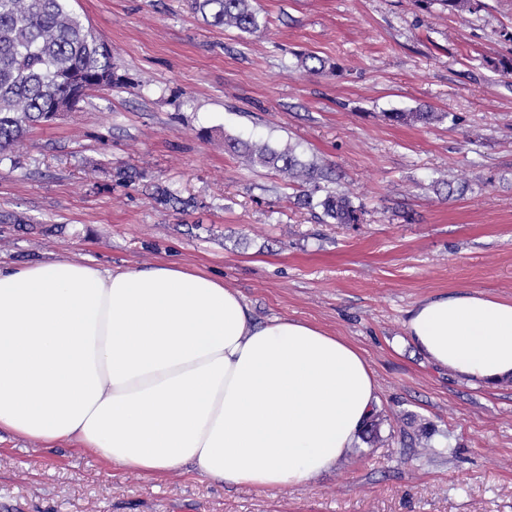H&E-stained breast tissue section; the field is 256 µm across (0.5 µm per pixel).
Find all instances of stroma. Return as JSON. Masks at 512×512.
Masks as SVG:
<instances>
[{
    "instance_id": "1",
    "label": "stroma",
    "mask_w": 512,
    "mask_h": 512,
    "mask_svg": "<svg viewBox=\"0 0 512 512\" xmlns=\"http://www.w3.org/2000/svg\"><path fill=\"white\" fill-rule=\"evenodd\" d=\"M257 3L267 26L247 35L188 0H70L122 85L0 153V261L177 262L222 278L256 319L311 321L361 349L379 441L265 491L5 434L0 512H512V382L437 370L404 328L435 295L512 300V0L440 18L420 0ZM308 53L331 72L298 67ZM423 104L441 120L384 118ZM228 138L331 165L360 223L320 222Z\"/></svg>"
}]
</instances>
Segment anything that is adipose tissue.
<instances>
[{"label":"adipose tissue","instance_id":"obj_1","mask_svg":"<svg viewBox=\"0 0 512 512\" xmlns=\"http://www.w3.org/2000/svg\"><path fill=\"white\" fill-rule=\"evenodd\" d=\"M404 327L431 365L466 382L512 377V300L437 295ZM377 391L344 337L257 320L222 279L188 267L0 262V433L128 471L187 466L276 491L344 457Z\"/></svg>","mask_w":512,"mask_h":512}]
</instances>
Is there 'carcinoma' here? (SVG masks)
Returning <instances> with one entry per match:
<instances>
[{"mask_svg": "<svg viewBox=\"0 0 512 512\" xmlns=\"http://www.w3.org/2000/svg\"><path fill=\"white\" fill-rule=\"evenodd\" d=\"M191 7L214 26L246 34L265 27L249 0H191ZM117 83L107 44L69 7V0H0V152L11 149L27 126L55 119L59 108L71 112L89 91L110 89ZM387 119L429 124L440 116L425 107L389 112ZM228 147L251 164L313 186V191L298 195L299 206L319 208L323 217L336 224L360 222L362 206L348 194L322 186L332 180L333 168L303 161L296 146L278 148L230 139ZM317 191L325 192L324 197L314 199ZM380 424L379 416L371 415L361 440L376 443Z\"/></svg>", "mask_w": 512, "mask_h": 512, "instance_id": "carcinoma-1", "label": "carcinoma"}]
</instances>
